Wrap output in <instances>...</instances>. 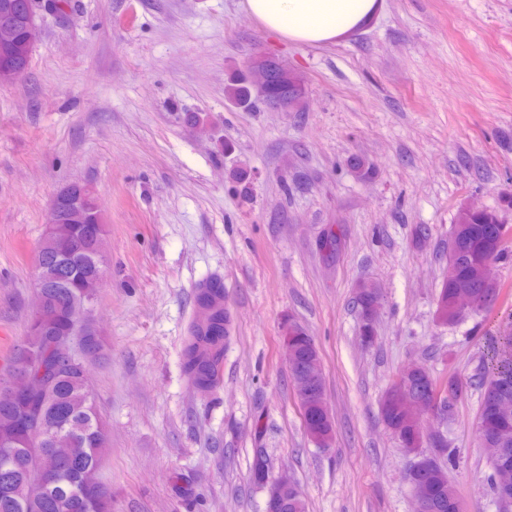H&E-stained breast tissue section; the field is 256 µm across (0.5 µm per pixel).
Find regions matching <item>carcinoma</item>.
Returning a JSON list of instances; mask_svg holds the SVG:
<instances>
[{"mask_svg": "<svg viewBox=\"0 0 512 512\" xmlns=\"http://www.w3.org/2000/svg\"><path fill=\"white\" fill-rule=\"evenodd\" d=\"M267 69L269 75L263 87L253 86L243 74L230 78L224 88L227 101L240 108H252L258 103L292 107L297 89L282 81V65L269 60ZM502 223L504 216L492 209L462 212L459 223L452 225L453 257L459 276L450 275L442 283L435 310L437 322L453 325L459 320L455 301L457 288L469 289L484 309L492 304L490 300H483L484 289L474 276L479 257L490 253L478 238L477 230L484 224ZM74 236V225L60 224L41 247L40 255L50 272L46 311L38 335L29 337L28 344L16 352L13 366V370L23 368L40 381V389L22 400L27 418L39 425L61 417L64 424L59 438L66 452L59 457L49 449H38V445L28 440L24 428L17 424L15 405L0 399V448L11 449L9 458L0 459V512H112L111 498L103 487L86 488L74 477L78 470L97 463L105 444L103 422L88 392L85 374L86 360L100 350L98 339L85 326L80 337L83 356L65 358L58 350V346L75 339L74 316L87 303L82 281L98 271L97 265L88 262L63 274L57 272V265ZM356 303L363 329H372L371 313L380 303L377 289L360 284ZM226 333L227 320L222 308L213 312L207 324L193 327L192 340L185 350L184 369L196 386L208 389L217 384ZM294 335L298 336L295 371L301 373L314 341L298 325ZM476 385L482 401L498 398L512 401V333L489 339L483 371ZM380 410L384 422L398 435L403 446H416L420 433L411 417L383 402ZM302 414L306 429H317L321 436L327 435L332 417L324 390H319L305 403ZM484 436L512 460V418L486 430ZM34 466L56 476L48 488L30 483L28 472ZM268 471L266 456L256 451L251 465L253 480L258 484L263 482ZM455 499L456 490L448 483L430 500L428 512H451L448 503ZM268 512H307V504L303 496L290 495L284 501L268 503Z\"/></svg>", "mask_w": 512, "mask_h": 512, "instance_id": "carcinoma-1", "label": "carcinoma"}]
</instances>
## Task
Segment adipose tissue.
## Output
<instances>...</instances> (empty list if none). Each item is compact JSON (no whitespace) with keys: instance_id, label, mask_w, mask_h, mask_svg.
<instances>
[{"instance_id":"ef3b65f1","label":"adipose tissue","mask_w":512,"mask_h":512,"mask_svg":"<svg viewBox=\"0 0 512 512\" xmlns=\"http://www.w3.org/2000/svg\"><path fill=\"white\" fill-rule=\"evenodd\" d=\"M242 9L285 39L323 45L358 31L380 11L381 0H241Z\"/></svg>"}]
</instances>
